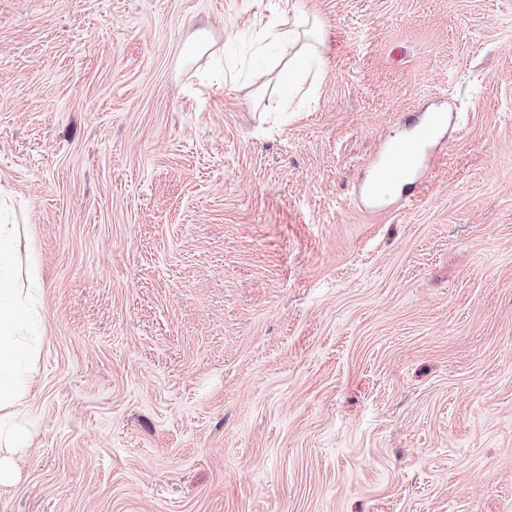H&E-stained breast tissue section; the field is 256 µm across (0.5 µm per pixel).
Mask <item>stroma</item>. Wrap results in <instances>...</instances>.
Listing matches in <instances>:
<instances>
[{
  "label": "stroma",
  "instance_id": "35a3bbf8",
  "mask_svg": "<svg viewBox=\"0 0 512 512\" xmlns=\"http://www.w3.org/2000/svg\"><path fill=\"white\" fill-rule=\"evenodd\" d=\"M299 2L284 48L280 0H0L39 325L0 512H512V0ZM444 99L370 215L367 161ZM289 13L292 12V21L291 18H288V21L284 22H274L268 25L267 32L271 38H273L276 42L281 44L283 47H287L288 44L293 40L296 30L293 28L294 25L298 24L300 15L299 11L294 8L288 10ZM320 63L316 55H294L288 60V66L282 69L281 80L286 85L295 86L312 65L318 66ZM448 112H414L404 117L397 134L384 138L369 160L370 177L362 192L374 212L409 204L425 184L430 160L448 128ZM383 204H387L384 208Z\"/></svg>",
  "mask_w": 512,
  "mask_h": 512
}]
</instances>
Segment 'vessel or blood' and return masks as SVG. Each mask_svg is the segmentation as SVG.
Here are the masks:
<instances>
[{
    "mask_svg": "<svg viewBox=\"0 0 512 512\" xmlns=\"http://www.w3.org/2000/svg\"><path fill=\"white\" fill-rule=\"evenodd\" d=\"M448 127L442 111L414 112L404 117L398 133L384 138L369 160L370 177L362 192L370 208L410 202L425 184L430 160Z\"/></svg>",
    "mask_w": 512,
    "mask_h": 512,
    "instance_id": "obj_1",
    "label": "vessel or blood"
}]
</instances>
